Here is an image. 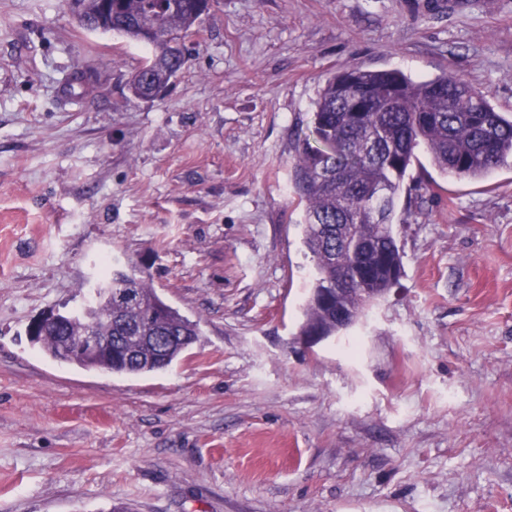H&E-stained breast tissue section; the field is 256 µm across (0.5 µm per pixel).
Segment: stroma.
<instances>
[{"label":"stroma","instance_id":"1","mask_svg":"<svg viewBox=\"0 0 512 512\" xmlns=\"http://www.w3.org/2000/svg\"><path fill=\"white\" fill-rule=\"evenodd\" d=\"M160 98L147 48L64 0H0V512H512V166L398 201L403 272L300 342L313 262L296 147L333 75L448 72L512 116V0H216ZM103 84L78 96L79 73ZM148 273L201 336L112 374L27 338Z\"/></svg>","mask_w":512,"mask_h":512}]
</instances>
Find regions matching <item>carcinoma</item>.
Masks as SVG:
<instances>
[{
    "label": "carcinoma",
    "instance_id": "obj_1",
    "mask_svg": "<svg viewBox=\"0 0 512 512\" xmlns=\"http://www.w3.org/2000/svg\"><path fill=\"white\" fill-rule=\"evenodd\" d=\"M86 29L112 31L148 46L134 89L165 84L185 67L182 40L198 33L204 0H78ZM445 175L482 178L512 161V120L488 92L442 74L413 79L400 70L353 68L326 81L315 102L310 134L296 151L293 185L304 205L303 243L314 262L303 336L341 332L336 308L360 315L391 287L403 268L394 234L397 200L417 151ZM87 304L60 314L41 342L52 358L85 369L137 375L163 370L194 344L198 323L163 301L141 271H114L97 281ZM341 294H336V289ZM101 337L97 356L72 354L66 337L88 330Z\"/></svg>",
    "mask_w": 512,
    "mask_h": 512
}]
</instances>
